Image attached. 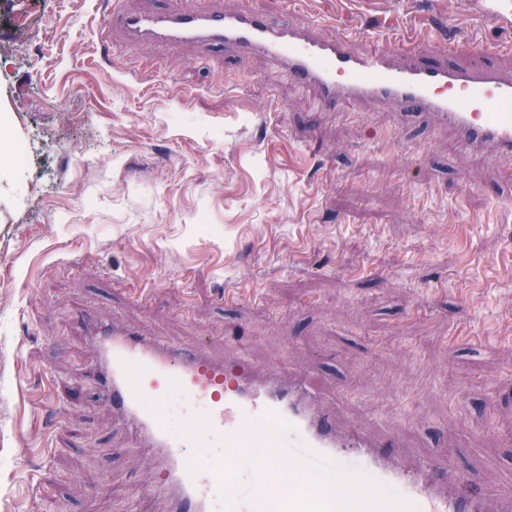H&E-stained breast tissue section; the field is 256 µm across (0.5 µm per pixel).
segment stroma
Instances as JSON below:
<instances>
[{
  "instance_id": "1",
  "label": "stroma",
  "mask_w": 512,
  "mask_h": 512,
  "mask_svg": "<svg viewBox=\"0 0 512 512\" xmlns=\"http://www.w3.org/2000/svg\"><path fill=\"white\" fill-rule=\"evenodd\" d=\"M475 47L447 62L512 70V0H447ZM429 0H308L329 37L368 18L385 40ZM102 0H0V512H126L148 453L113 423L77 314L218 358L307 368L341 417L446 451L481 483L512 477V168L430 120L343 105L261 57L132 44ZM163 55L159 74L131 71ZM279 109L262 113L266 99ZM252 277L263 303L223 304ZM55 449L42 471V448ZM42 479L48 496L29 493Z\"/></svg>"
}]
</instances>
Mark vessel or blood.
Returning a JSON list of instances; mask_svg holds the SVG:
<instances>
[{
    "label": "vessel or blood",
    "mask_w": 512,
    "mask_h": 512,
    "mask_svg": "<svg viewBox=\"0 0 512 512\" xmlns=\"http://www.w3.org/2000/svg\"><path fill=\"white\" fill-rule=\"evenodd\" d=\"M104 26L133 42L223 47L239 57L263 56L293 80L316 89L325 106L374 101L433 118L466 150L490 159L512 158V74L494 67L428 65L418 50L429 43L436 56L459 49L436 28L409 19L400 45L373 42L358 48L362 31L333 39L293 22L269 19L259 0H242L225 10L222 0L206 8L107 11ZM79 325L96 354V391L116 418L132 427L146 448L156 477L135 493L154 512H221L219 478L211 472L190 477V444L169 430L166 419L151 414L144 399H163L169 379L184 389L185 413H208L213 434L232 432L244 420L267 415L289 422L285 442L328 456L340 468L369 476L414 502L418 512H512V483L495 480L472 490L465 476L442 456H420L394 438L372 435L334 416L344 391L326 398L298 369L281 374L269 366L214 358L205 343L186 347L160 336L105 322L84 313ZM143 364L139 389L128 384L121 363Z\"/></svg>",
    "instance_id": "obj_1"
}]
</instances>
